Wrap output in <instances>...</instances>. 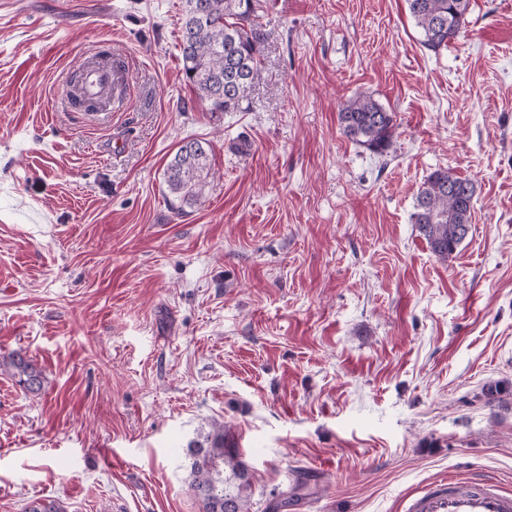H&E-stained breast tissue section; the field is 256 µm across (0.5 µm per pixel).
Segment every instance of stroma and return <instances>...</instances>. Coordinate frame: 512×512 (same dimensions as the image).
I'll use <instances>...</instances> for the list:
<instances>
[{
    "label": "stroma",
    "instance_id": "stroma-1",
    "mask_svg": "<svg viewBox=\"0 0 512 512\" xmlns=\"http://www.w3.org/2000/svg\"><path fill=\"white\" fill-rule=\"evenodd\" d=\"M235 112L182 70L183 0H0V512H199L213 423L251 512H405L448 478L512 491V0L427 50L406 0H266ZM117 111L70 105L99 52ZM396 114L384 154L338 112ZM210 145L175 212L165 168ZM437 170L475 185L440 261L412 224ZM9 366L14 370L16 383L26 391L36 393L42 385V372L20 352H13L9 356Z\"/></svg>",
    "mask_w": 512,
    "mask_h": 512
}]
</instances>
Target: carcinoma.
Instances as JSON below:
<instances>
[{
  "instance_id": "obj_1",
  "label": "carcinoma",
  "mask_w": 512,
  "mask_h": 512,
  "mask_svg": "<svg viewBox=\"0 0 512 512\" xmlns=\"http://www.w3.org/2000/svg\"><path fill=\"white\" fill-rule=\"evenodd\" d=\"M408 10L423 34L426 49L448 47L465 26L469 0H407ZM260 0H185L180 18V55L183 71L209 107L235 112L248 96L261 52L257 22ZM343 134L367 149L383 153L395 128L394 113L372 97L347 101L338 114ZM210 146L189 140L179 147L165 170L169 191L180 204L197 197L209 172ZM475 187L446 170L429 175L416 197L411 223L417 225L432 253L446 261L470 229ZM16 383L36 393L42 372L19 352L10 354ZM191 460L190 488L200 512H250L249 474L231 446L225 444L224 425L213 424L203 441L186 448Z\"/></svg>"
}]
</instances>
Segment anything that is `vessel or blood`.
<instances>
[{
  "label": "vessel or blood",
  "mask_w": 512,
  "mask_h": 512,
  "mask_svg": "<svg viewBox=\"0 0 512 512\" xmlns=\"http://www.w3.org/2000/svg\"><path fill=\"white\" fill-rule=\"evenodd\" d=\"M122 59L82 69L81 95L89 100L105 98L125 77ZM407 512H512V494L486 480L452 481L447 487L415 496Z\"/></svg>",
  "instance_id": "1"
}]
</instances>
